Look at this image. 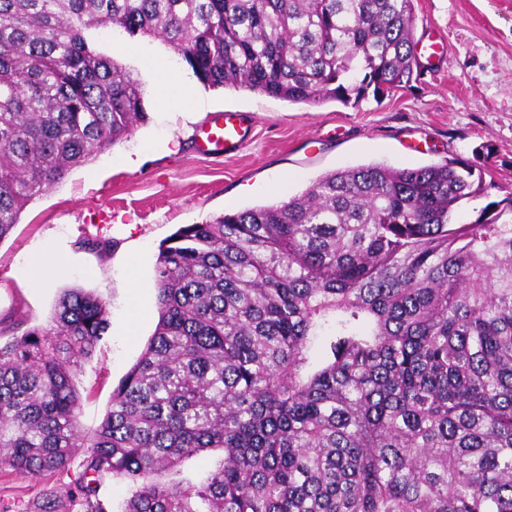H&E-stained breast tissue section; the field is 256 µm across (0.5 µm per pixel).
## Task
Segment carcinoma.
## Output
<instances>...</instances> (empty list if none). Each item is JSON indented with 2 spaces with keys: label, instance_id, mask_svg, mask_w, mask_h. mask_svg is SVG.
<instances>
[{
  "label": "carcinoma",
  "instance_id": "obj_1",
  "mask_svg": "<svg viewBox=\"0 0 512 512\" xmlns=\"http://www.w3.org/2000/svg\"><path fill=\"white\" fill-rule=\"evenodd\" d=\"M161 38L205 87L356 107L417 67L413 0H0V241L145 121L90 31ZM467 162L328 172L159 246L157 327L82 429L74 379L106 333L79 288L0 345V468L82 452L122 512H512V222ZM205 479L184 475L203 451ZM96 487L95 495L107 507L108 511L120 512L124 500L128 497L129 486L127 482L113 480L110 476L103 477L99 482L91 483Z\"/></svg>",
  "mask_w": 512,
  "mask_h": 512
}]
</instances>
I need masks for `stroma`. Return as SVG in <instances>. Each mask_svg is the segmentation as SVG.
I'll use <instances>...</instances> for the list:
<instances>
[{
	"label": "stroma",
	"instance_id": "stroma-1",
	"mask_svg": "<svg viewBox=\"0 0 512 512\" xmlns=\"http://www.w3.org/2000/svg\"><path fill=\"white\" fill-rule=\"evenodd\" d=\"M414 12L416 39L431 31L443 39L444 69L421 65L408 87L356 108L207 89L161 39L100 35L99 50L140 83L147 119L30 202L0 241V345L49 327L64 290L80 288L106 304L110 327L75 378L85 430L100 423L155 330L159 245L181 226L278 204L325 173L371 164L419 168L456 158L486 172L491 186L459 207L460 224L512 198V0H414ZM130 41L135 51H125ZM157 57L173 78L191 84L187 104L159 101L151 67ZM216 112L251 120L243 149L221 160L195 149L196 131ZM280 173L290 180L276 190ZM95 240L111 241V251L92 250ZM38 257L59 260L58 271L37 277ZM82 469L79 455L38 479L0 469V512H45L50 494L58 512H83L71 491Z\"/></svg>",
	"mask_w": 512,
	"mask_h": 512
}]
</instances>
